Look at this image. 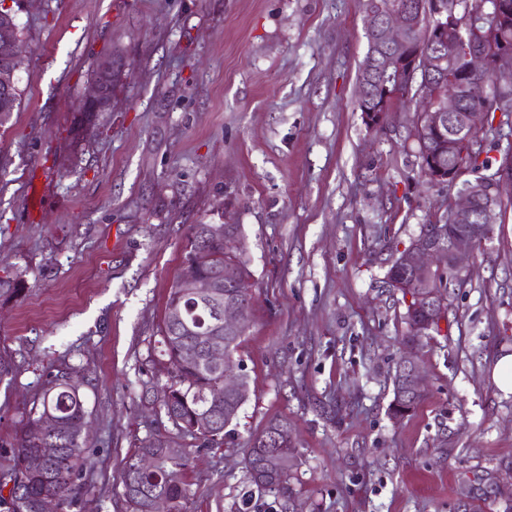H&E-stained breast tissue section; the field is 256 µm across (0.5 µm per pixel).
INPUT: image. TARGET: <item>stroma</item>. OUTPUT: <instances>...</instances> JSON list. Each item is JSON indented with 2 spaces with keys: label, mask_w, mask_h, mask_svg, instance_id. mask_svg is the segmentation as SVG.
Wrapping results in <instances>:
<instances>
[{
  "label": "stroma",
  "mask_w": 512,
  "mask_h": 512,
  "mask_svg": "<svg viewBox=\"0 0 512 512\" xmlns=\"http://www.w3.org/2000/svg\"><path fill=\"white\" fill-rule=\"evenodd\" d=\"M23 59L0 124V474L49 381L68 374L95 445L93 490L67 512H128L123 464L152 433L191 452L183 512H512V183L489 239L408 349L407 300L385 285L398 251L443 222L458 185L426 182L421 116L356 105L360 0H5ZM110 105L82 112L99 63ZM488 177L512 162L496 113ZM236 224L254 299L235 355L248 399L201 448L145 382L190 225ZM414 351L424 398L389 414ZM297 445L292 501L257 489L244 457L269 421ZM495 385L504 393H512V355L500 357L491 373Z\"/></svg>",
  "instance_id": "1"
}]
</instances>
